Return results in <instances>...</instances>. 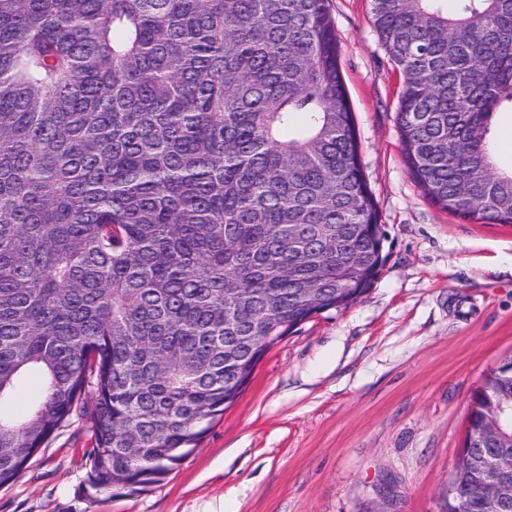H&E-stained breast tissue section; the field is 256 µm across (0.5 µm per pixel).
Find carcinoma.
Masks as SVG:
<instances>
[{"instance_id": "obj_1", "label": "carcinoma", "mask_w": 512, "mask_h": 512, "mask_svg": "<svg viewBox=\"0 0 512 512\" xmlns=\"http://www.w3.org/2000/svg\"><path fill=\"white\" fill-rule=\"evenodd\" d=\"M371 2L409 174L448 213L512 224L490 141L512 0ZM383 237L328 0H0V486L84 412L86 493L161 484L260 337L369 291ZM488 403L512 437V357L472 429ZM487 453L448 479L461 512H491Z\"/></svg>"}]
</instances>
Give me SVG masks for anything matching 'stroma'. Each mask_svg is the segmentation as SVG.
I'll use <instances>...</instances> for the list:
<instances>
[{"label": "stroma", "mask_w": 512, "mask_h": 512, "mask_svg": "<svg viewBox=\"0 0 512 512\" xmlns=\"http://www.w3.org/2000/svg\"><path fill=\"white\" fill-rule=\"evenodd\" d=\"M329 12L386 234L373 287L275 345L162 484L84 495L92 433L75 417L0 487V512H439L471 396L512 356V224L427 199L370 0H329Z\"/></svg>", "instance_id": "1"}]
</instances>
